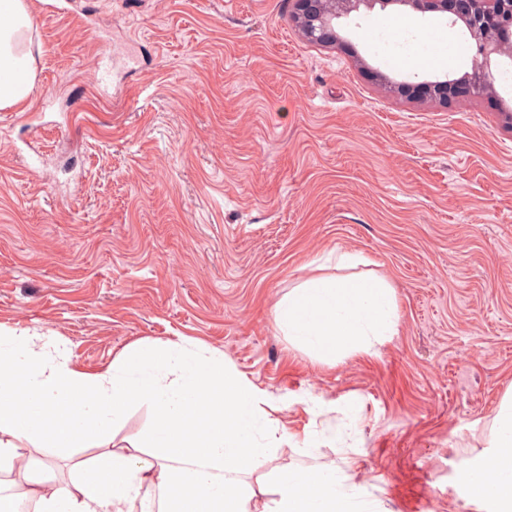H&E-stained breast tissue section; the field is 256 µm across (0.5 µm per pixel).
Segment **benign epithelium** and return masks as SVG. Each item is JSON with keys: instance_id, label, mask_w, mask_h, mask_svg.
<instances>
[{"instance_id": "benign-epithelium-1", "label": "benign epithelium", "mask_w": 512, "mask_h": 512, "mask_svg": "<svg viewBox=\"0 0 512 512\" xmlns=\"http://www.w3.org/2000/svg\"><path fill=\"white\" fill-rule=\"evenodd\" d=\"M293 17L302 35L311 43L334 48L347 47L337 30L338 21L365 7L386 11L405 6L419 13H442L451 24H462L476 47V66L471 73L455 78L395 81L372 71L370 75L398 96L412 101L463 103L472 99V88L481 95L494 92L491 57L512 60V0H293Z\"/></svg>"}]
</instances>
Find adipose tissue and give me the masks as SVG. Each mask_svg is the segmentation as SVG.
I'll return each mask as SVG.
<instances>
[{
  "label": "adipose tissue",
  "instance_id": "ef3b65f1",
  "mask_svg": "<svg viewBox=\"0 0 512 512\" xmlns=\"http://www.w3.org/2000/svg\"><path fill=\"white\" fill-rule=\"evenodd\" d=\"M28 0H0V110L27 102L36 57ZM278 329L314 357L371 353L397 330L392 288L380 278H312L277 304ZM35 337L0 332V473L21 472L35 512H135L148 500L167 512L166 489L179 475L195 512H374L334 464L315 473L283 469L274 496L257 501L251 481L280 442L266 397L224 355L183 342L139 345L89 374L65 356L38 359ZM152 407L141 439L89 465L100 478L38 476L28 448L72 455L86 426L109 439L133 406ZM493 450L466 473L464 496L512 512V392L496 416Z\"/></svg>",
  "mask_w": 512,
  "mask_h": 512
}]
</instances>
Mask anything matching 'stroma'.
<instances>
[{
  "label": "stroma",
  "instance_id": "1",
  "mask_svg": "<svg viewBox=\"0 0 512 512\" xmlns=\"http://www.w3.org/2000/svg\"><path fill=\"white\" fill-rule=\"evenodd\" d=\"M30 2L36 85L0 110V330L88 373L207 346L287 433L263 472L331 462L382 512H477L461 482L512 390V84L410 103L368 73L461 77L402 65L397 43L467 30L364 11L342 23L351 54L309 44L290 0ZM314 277L385 279L397 335L333 360L292 347L275 305ZM153 422L142 404L111 442L42 458L65 477Z\"/></svg>",
  "mask_w": 512,
  "mask_h": 512
}]
</instances>
